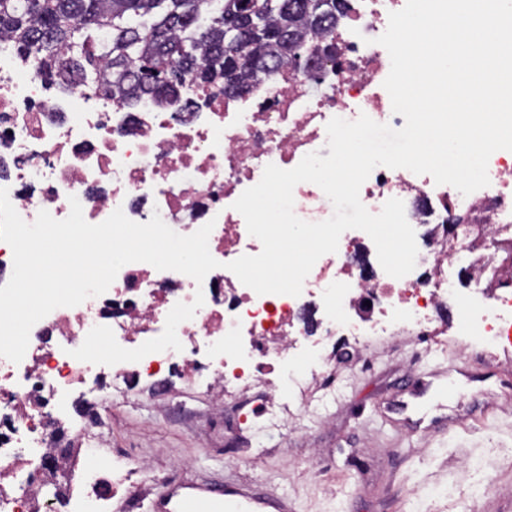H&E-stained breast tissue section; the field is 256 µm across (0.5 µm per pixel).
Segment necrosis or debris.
<instances>
[{
	"instance_id": "4bbe7bcc",
	"label": "necrosis or debris",
	"mask_w": 512,
	"mask_h": 512,
	"mask_svg": "<svg viewBox=\"0 0 512 512\" xmlns=\"http://www.w3.org/2000/svg\"><path fill=\"white\" fill-rule=\"evenodd\" d=\"M405 4L348 0L329 38L335 61L316 59L299 73L283 67L259 78L248 95L202 96L189 112L167 111L149 97L127 112L83 84H49L0 38V188L20 217L31 223L45 210L65 219L75 198L92 224L118 209L136 223L160 215L182 235L210 222L208 247L220 263L200 284L145 262L126 264L104 294L56 308L36 323L20 363L0 357V512H57L62 505L112 512L113 501L125 499L142 475L124 465L120 448L112 451L110 478L90 466L85 492L45 493L50 473L67 475L86 455L77 418L58 411L104 389L138 391L158 366L209 391L217 412L226 396L263 387L261 415L271 426L284 413L281 388L303 396L339 346L356 351L378 339L452 330L512 353V151H495L489 186L466 196L427 174L373 170L360 189L364 206L376 214L388 199H401L409 224L422 230L425 247L402 278L385 273L372 239L357 229L341 235L337 252L318 259L297 297L256 294L227 268L261 251L233 204L266 165L291 169L309 153L328 156L326 125L335 117L364 114L404 126L383 86L390 56L376 39L390 12ZM293 197L302 220L334 213L313 183L297 184ZM458 265L467 274L460 283ZM199 291L203 305L177 328L181 350L112 366L71 357L98 325L110 327L123 348L139 347L162 334L176 303H192ZM451 305L463 314L461 324L448 318ZM306 308L315 328L299 317Z\"/></svg>"
}]
</instances>
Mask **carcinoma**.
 I'll use <instances>...</instances> for the list:
<instances>
[{
    "label": "carcinoma",
    "mask_w": 512,
    "mask_h": 512,
    "mask_svg": "<svg viewBox=\"0 0 512 512\" xmlns=\"http://www.w3.org/2000/svg\"><path fill=\"white\" fill-rule=\"evenodd\" d=\"M240 2L0 0V35L53 81L77 79L125 106L143 95L168 105L181 101L189 75L201 86L224 84L241 28L265 32L246 43L262 66L243 57L232 69L234 83L250 88L257 73L292 62L296 43L314 47L342 16V0H258L250 17Z\"/></svg>",
    "instance_id": "cac0c4a2"
}]
</instances>
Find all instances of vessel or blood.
Instances as JSON below:
<instances>
[{"instance_id":"vessel-or-blood-1","label":"vessel or blood","mask_w":512,"mask_h":512,"mask_svg":"<svg viewBox=\"0 0 512 512\" xmlns=\"http://www.w3.org/2000/svg\"><path fill=\"white\" fill-rule=\"evenodd\" d=\"M147 512H292V506L284 496L249 485L217 486L201 480L156 495L149 500Z\"/></svg>"}]
</instances>
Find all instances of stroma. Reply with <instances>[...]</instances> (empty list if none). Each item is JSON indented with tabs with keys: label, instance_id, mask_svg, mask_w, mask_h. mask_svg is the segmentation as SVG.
Segmentation results:
<instances>
[{
	"label": "stroma",
	"instance_id": "stroma-1",
	"mask_svg": "<svg viewBox=\"0 0 512 512\" xmlns=\"http://www.w3.org/2000/svg\"><path fill=\"white\" fill-rule=\"evenodd\" d=\"M463 339H398L365 346L355 366L335 365V388L297 402L285 427L262 425L260 396L228 401L214 415L207 397L172 391L156 399L104 396L92 462L111 467L112 449L149 460L147 494L167 483L233 480L288 496L294 512H512V358L463 347ZM448 377L419 402L439 417L422 432L387 408L423 380ZM503 487L474 498L473 484Z\"/></svg>",
	"mask_w": 512,
	"mask_h": 512
}]
</instances>
